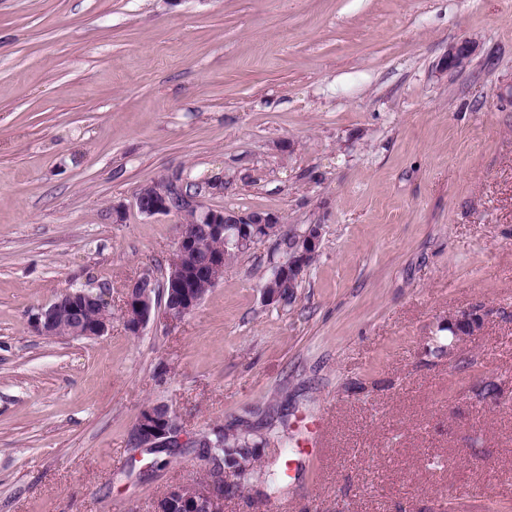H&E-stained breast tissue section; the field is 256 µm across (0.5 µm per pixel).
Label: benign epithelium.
I'll return each instance as SVG.
<instances>
[{
  "instance_id": "7a95c632",
  "label": "benign epithelium",
  "mask_w": 512,
  "mask_h": 512,
  "mask_svg": "<svg viewBox=\"0 0 512 512\" xmlns=\"http://www.w3.org/2000/svg\"><path fill=\"white\" fill-rule=\"evenodd\" d=\"M470 54V46L462 41L448 50L447 64L459 66ZM136 203L146 215H175L183 219L169 272L163 285L144 273L126 288L123 318L127 330L138 335L151 319L160 315L170 323L182 320L200 304L204 294L202 283H217L224 272L225 251L252 249L269 238L278 228V218L270 213L252 211L238 213L205 207L193 194H186L184 184L161 179L141 186ZM321 225L311 224L296 234L295 255L288 264L274 266L272 280L288 284V297L294 298L296 286L306 263L317 255L321 241ZM222 240L224 250L214 251L202 263L184 266L182 261L197 255L203 241ZM97 315L89 317V310ZM70 316L69 339H95L103 336L112 323V303L105 290L95 291L86 286L66 289L49 304L31 315L33 331L55 338L61 313ZM454 339L474 334L480 328V316L464 311L451 321ZM133 444L142 448H199L201 438L189 437L178 416L166 409L159 415L154 406L146 407L139 415L132 432ZM208 464L207 478L202 486L185 492L192 484L180 483L169 488V494L154 503L153 512H224L227 469L215 453L204 455Z\"/></svg>"
}]
</instances>
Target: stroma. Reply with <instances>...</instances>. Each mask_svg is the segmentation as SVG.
<instances>
[{"instance_id":"35a3bbf8","label":"stroma","mask_w":512,"mask_h":512,"mask_svg":"<svg viewBox=\"0 0 512 512\" xmlns=\"http://www.w3.org/2000/svg\"><path fill=\"white\" fill-rule=\"evenodd\" d=\"M172 176L280 231L134 336L124 290L179 236L136 193ZM310 224L296 299L264 303ZM74 285L109 331L34 333ZM154 403L296 461L224 512H512V0H0V512H152L206 472L134 455ZM454 340L473 335L480 328V316L476 311H464L451 321Z\"/></svg>"}]
</instances>
